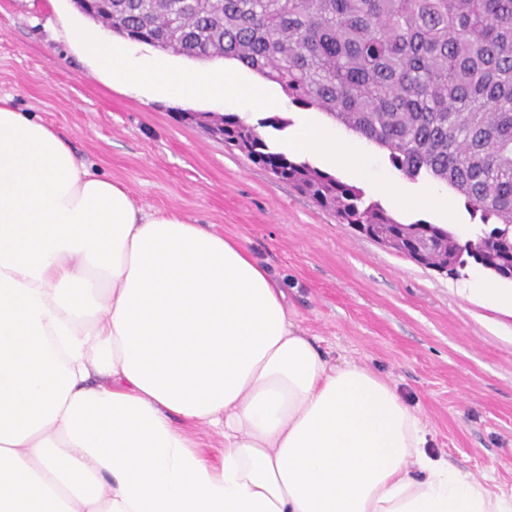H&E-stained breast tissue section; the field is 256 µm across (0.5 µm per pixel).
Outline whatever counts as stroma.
I'll use <instances>...</instances> for the list:
<instances>
[{
	"mask_svg": "<svg viewBox=\"0 0 512 512\" xmlns=\"http://www.w3.org/2000/svg\"><path fill=\"white\" fill-rule=\"evenodd\" d=\"M68 0H0V96L55 127L94 172L124 183L145 209L176 208L241 239L284 288L288 314L336 362L352 360L419 408L432 449L496 493L512 494V310L470 294L461 277L423 268L361 235L277 181L181 108L96 75L69 38ZM370 175L329 168L399 220L482 229L463 198L421 206L434 182L403 180L410 207L375 186L394 175L385 151L359 140Z\"/></svg>",
	"mask_w": 512,
	"mask_h": 512,
	"instance_id": "35a3bbf8",
	"label": "stroma"
}]
</instances>
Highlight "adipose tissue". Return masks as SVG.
Here are the masks:
<instances>
[{
    "label": "adipose tissue",
    "mask_w": 512,
    "mask_h": 512,
    "mask_svg": "<svg viewBox=\"0 0 512 512\" xmlns=\"http://www.w3.org/2000/svg\"><path fill=\"white\" fill-rule=\"evenodd\" d=\"M71 36L146 95L276 106L224 69ZM289 145L366 167L306 116ZM0 512H512V495L433 452L385 380L331 362L239 239L139 207L0 97Z\"/></svg>",
    "instance_id": "ef3b65f1"
}]
</instances>
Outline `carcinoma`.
<instances>
[{
	"label": "carcinoma",
	"instance_id": "carcinoma-1",
	"mask_svg": "<svg viewBox=\"0 0 512 512\" xmlns=\"http://www.w3.org/2000/svg\"><path fill=\"white\" fill-rule=\"evenodd\" d=\"M81 13L119 36L195 60H235L388 151L492 225L472 252L449 228L393 217L362 189L276 149L236 114L182 112L340 224L394 239L452 274L468 260L512 274V0H102Z\"/></svg>",
	"mask_w": 512,
	"mask_h": 512
}]
</instances>
